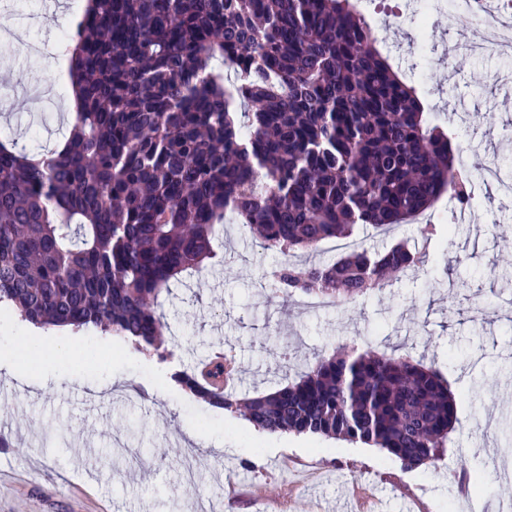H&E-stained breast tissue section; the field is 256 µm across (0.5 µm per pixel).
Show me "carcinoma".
Wrapping results in <instances>:
<instances>
[{"instance_id":"carcinoma-1","label":"carcinoma","mask_w":512,"mask_h":512,"mask_svg":"<svg viewBox=\"0 0 512 512\" xmlns=\"http://www.w3.org/2000/svg\"><path fill=\"white\" fill-rule=\"evenodd\" d=\"M66 41L81 102L62 147L0 141V304L37 327H92L163 358L160 298L215 257L227 213L286 257L445 193L472 199L350 0H88ZM428 262L398 242L287 259L268 282L353 309ZM205 371L175 379L259 430L362 443L405 470L437 466L459 423L435 370L370 345L317 353L253 396L228 390L223 358Z\"/></svg>"}]
</instances>
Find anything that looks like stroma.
<instances>
[{"label":"stroma","instance_id":"35a3bbf8","mask_svg":"<svg viewBox=\"0 0 512 512\" xmlns=\"http://www.w3.org/2000/svg\"><path fill=\"white\" fill-rule=\"evenodd\" d=\"M405 2L358 0V9L473 174L494 163L512 184V54H471L477 22L448 0H428L420 24ZM76 14L73 0H9L0 10V138L32 151L61 139V106L32 90L61 84L57 45ZM27 42L44 45L45 57L27 55ZM459 210L444 196L388 234L355 228L367 249L406 241L430 264L352 311L271 296L263 283L282 255L225 224L219 263L164 303V359L94 328L50 327L54 345L35 362L17 339L18 318L0 308V351L22 368L18 377L0 369V512H326L344 498L365 512H451L463 481L496 512L512 498V485L488 476L505 463L512 423V198L478 181L472 223L457 221ZM426 224L437 236H422ZM367 340L433 359L460 419L491 420L490 433L456 428L439 467L406 470L376 448L257 430L172 379L229 348L235 390L253 395L292 380L314 352Z\"/></svg>","mask_w":512,"mask_h":512}]
</instances>
